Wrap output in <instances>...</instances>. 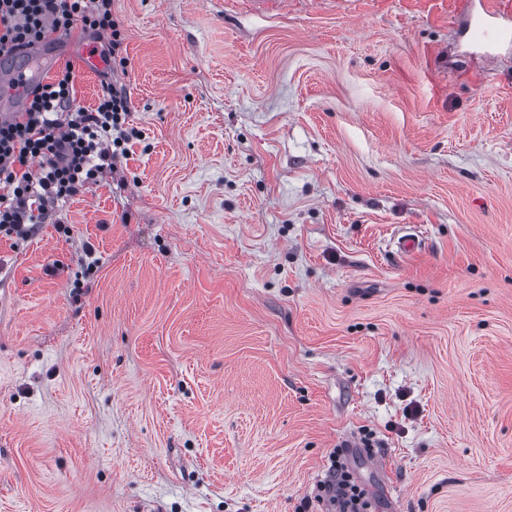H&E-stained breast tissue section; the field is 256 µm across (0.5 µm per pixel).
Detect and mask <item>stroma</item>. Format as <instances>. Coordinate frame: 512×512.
<instances>
[{"mask_svg": "<svg viewBox=\"0 0 512 512\" xmlns=\"http://www.w3.org/2000/svg\"><path fill=\"white\" fill-rule=\"evenodd\" d=\"M141 138L0 233V512H512V44L461 0H112ZM423 246L400 254V236ZM344 450L336 448L331 454L332 475L317 487L315 502L328 512L373 511L366 490L353 476L348 464L343 461Z\"/></svg>", "mask_w": 512, "mask_h": 512, "instance_id": "stroma-1", "label": "stroma"}]
</instances>
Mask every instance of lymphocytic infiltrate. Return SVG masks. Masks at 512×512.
<instances>
[{
    "label": "lymphocytic infiltrate",
    "mask_w": 512,
    "mask_h": 512,
    "mask_svg": "<svg viewBox=\"0 0 512 512\" xmlns=\"http://www.w3.org/2000/svg\"><path fill=\"white\" fill-rule=\"evenodd\" d=\"M77 27L108 33L110 56L119 58L112 0H0V59ZM130 113L126 89L108 84L93 108L78 105L69 66L31 91L22 111L0 120V232L29 236L56 207L99 183L140 136ZM343 455L340 448L332 453L330 479L297 512L315 504L324 512H371Z\"/></svg>",
    "instance_id": "f902f5d3"
}]
</instances>
